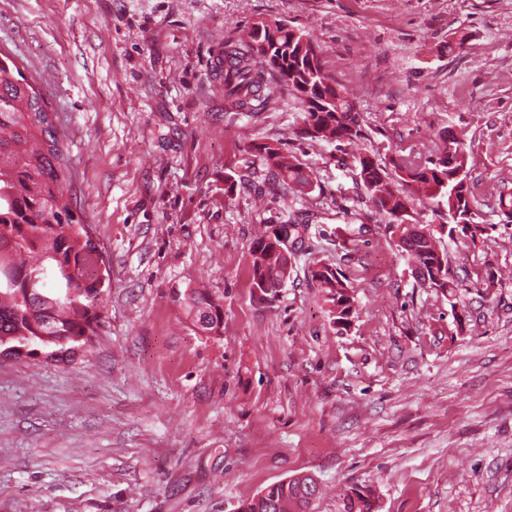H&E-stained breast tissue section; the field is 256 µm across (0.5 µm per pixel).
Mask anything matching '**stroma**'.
<instances>
[{
    "label": "stroma",
    "instance_id": "obj_1",
    "mask_svg": "<svg viewBox=\"0 0 512 512\" xmlns=\"http://www.w3.org/2000/svg\"><path fill=\"white\" fill-rule=\"evenodd\" d=\"M273 19L313 35L381 164L434 156L450 129L466 143L485 233L415 207L452 294L417 281L334 147L301 137L291 92L225 100L214 51ZM0 52L59 117L110 280L89 345L0 358V512H237L301 473L310 512L356 488L377 512H512V0H0ZM260 142L309 193L247 183ZM296 215L290 277L262 300L251 243ZM322 265L353 287L347 327ZM188 288L223 304L221 335L175 302Z\"/></svg>",
    "mask_w": 512,
    "mask_h": 512
}]
</instances>
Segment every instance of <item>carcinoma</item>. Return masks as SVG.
Wrapping results in <instances>:
<instances>
[{
	"instance_id": "carcinoma-1",
	"label": "carcinoma",
	"mask_w": 512,
	"mask_h": 512,
	"mask_svg": "<svg viewBox=\"0 0 512 512\" xmlns=\"http://www.w3.org/2000/svg\"><path fill=\"white\" fill-rule=\"evenodd\" d=\"M11 59L0 53V356L19 357L41 350L60 361L91 341L99 327L103 288L86 287L82 281L93 273L95 244L77 215L70 194L72 181L68 149L55 125L49 103L22 76ZM224 96L241 111L252 112L268 103L282 87L302 93V138L333 144L337 149L363 138L359 113L348 91L323 82V66L312 34L284 21L262 24L246 33L243 44L224 46ZM279 76V86L266 81V73ZM264 180L295 186H311L300 164L270 143L254 145ZM360 171L364 193L384 217L394 234L408 232L419 221L412 195L419 193L429 204H446L450 222L474 239L483 227L474 221L467 173L454 177L448 166V143L424 162L400 159L390 173L377 158L352 155ZM303 231L289 219L274 232L275 243ZM420 273L437 270L428 287L446 292L455 287L448 277L447 253L434 236L397 242ZM287 260L273 248L270 237L257 238L250 251L252 285L280 287L287 277ZM326 300L344 302L350 315L351 286L337 271L316 270ZM194 325L220 334L224 307L198 288L177 293ZM319 491L310 477H295L273 484L239 506V512H308Z\"/></svg>"
}]
</instances>
